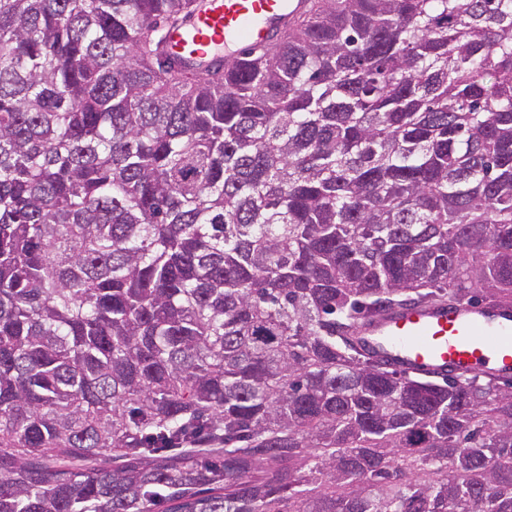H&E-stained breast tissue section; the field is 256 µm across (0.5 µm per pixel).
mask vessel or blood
<instances>
[{"label": "vessel or blood", "mask_w": 512, "mask_h": 512, "mask_svg": "<svg viewBox=\"0 0 512 512\" xmlns=\"http://www.w3.org/2000/svg\"><path fill=\"white\" fill-rule=\"evenodd\" d=\"M184 28L170 32V51L192 62L264 47L305 8L304 0H207ZM361 344L399 370L430 378L482 373L512 377V306L438 302L396 307L359 323Z\"/></svg>", "instance_id": "1"}]
</instances>
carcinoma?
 <instances>
[{"mask_svg": "<svg viewBox=\"0 0 512 512\" xmlns=\"http://www.w3.org/2000/svg\"><path fill=\"white\" fill-rule=\"evenodd\" d=\"M0 0V512H512V381L354 345L512 303V0ZM207 9L184 28L169 32L176 56L191 62L216 60L221 53L240 55L260 49L305 8V0H205Z\"/></svg>", "mask_w": 512, "mask_h": 512, "instance_id": "carcinoma-1", "label": "carcinoma"}]
</instances>
